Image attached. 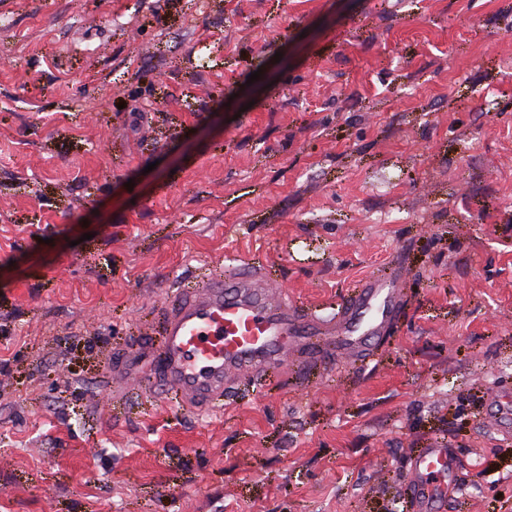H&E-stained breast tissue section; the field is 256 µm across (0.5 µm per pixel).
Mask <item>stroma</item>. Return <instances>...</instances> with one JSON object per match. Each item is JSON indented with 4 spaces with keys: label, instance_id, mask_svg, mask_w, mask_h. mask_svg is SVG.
<instances>
[{
    "label": "stroma",
    "instance_id": "35a3bbf8",
    "mask_svg": "<svg viewBox=\"0 0 512 512\" xmlns=\"http://www.w3.org/2000/svg\"><path fill=\"white\" fill-rule=\"evenodd\" d=\"M0 512H504L512 0H0ZM258 81H251L254 71ZM323 317L403 280L370 361L185 412L149 359L226 257ZM456 457L443 444L415 449L407 476L406 490L415 512H433L434 504L448 499L457 486Z\"/></svg>",
    "mask_w": 512,
    "mask_h": 512
}]
</instances>
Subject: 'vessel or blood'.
<instances>
[{
	"label": "vessel or blood",
	"mask_w": 512,
	"mask_h": 512,
	"mask_svg": "<svg viewBox=\"0 0 512 512\" xmlns=\"http://www.w3.org/2000/svg\"><path fill=\"white\" fill-rule=\"evenodd\" d=\"M402 296L401 279L372 277L336 316L320 318L293 303L282 283L262 271L228 268L172 297L146 369L159 374L182 410L213 409L244 376L297 362L368 361ZM458 468L443 444L415 449L406 486L412 512H434L436 502L447 500Z\"/></svg>",
	"instance_id": "obj_1"
}]
</instances>
